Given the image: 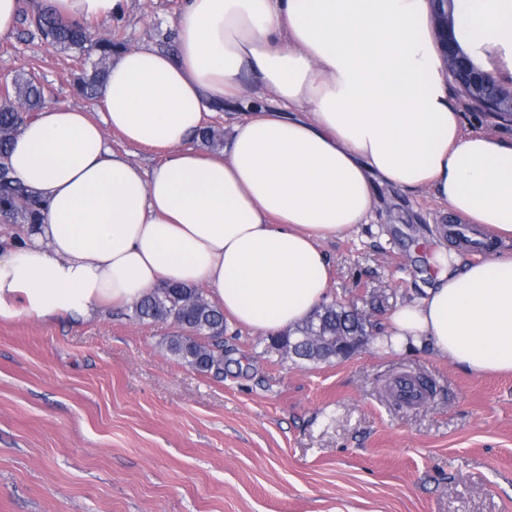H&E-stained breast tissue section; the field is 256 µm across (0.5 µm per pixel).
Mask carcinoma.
I'll return each mask as SVG.
<instances>
[{
	"mask_svg": "<svg viewBox=\"0 0 512 512\" xmlns=\"http://www.w3.org/2000/svg\"><path fill=\"white\" fill-rule=\"evenodd\" d=\"M42 38L54 47L75 49L85 54L88 68L77 78L79 92L97 97L106 80L120 33L91 42L84 26L62 21L51 8L43 7L32 19ZM50 103L44 86L29 74H17L0 93V216L19 224H40L43 217L38 202L15 177L8 163L12 142L20 125ZM203 144L217 147L224 132L203 125L197 134ZM133 312L142 321H171L180 333L168 340V350L192 368L202 372L224 373V312L212 306L197 289L185 285H167L155 289L137 303ZM365 331L351 320L346 306L329 303L320 306L303 325L269 338V348L302 360L324 359L321 349L304 338L315 333L326 338Z\"/></svg>",
	"mask_w": 512,
	"mask_h": 512,
	"instance_id": "cac0c4a2",
	"label": "carcinoma"
}]
</instances>
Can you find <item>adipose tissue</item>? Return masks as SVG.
Instances as JSON below:
<instances>
[{
    "mask_svg": "<svg viewBox=\"0 0 512 512\" xmlns=\"http://www.w3.org/2000/svg\"><path fill=\"white\" fill-rule=\"evenodd\" d=\"M108 21L123 0H46ZM176 52L122 51L100 118L50 105L9 154L42 224L0 254V317L89 320L155 288L206 285L238 324L277 333L327 297L323 244L368 223L375 186L430 188L475 232L512 239V143L464 131L448 102L429 0H185ZM470 44L512 46V0H456ZM247 104L223 149H187L208 106ZM164 149L151 170L104 131ZM445 270L389 314L385 343L474 374L512 373V255Z\"/></svg>",
    "mask_w": 512,
    "mask_h": 512,
    "instance_id": "1",
    "label": "adipose tissue"
}]
</instances>
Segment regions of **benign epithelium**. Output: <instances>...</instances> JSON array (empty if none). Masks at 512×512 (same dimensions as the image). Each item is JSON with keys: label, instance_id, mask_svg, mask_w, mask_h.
<instances>
[{"label": "benign epithelium", "instance_id": "benign-epithelium-1", "mask_svg": "<svg viewBox=\"0 0 512 512\" xmlns=\"http://www.w3.org/2000/svg\"><path fill=\"white\" fill-rule=\"evenodd\" d=\"M440 56L446 74L477 106L492 112H506L512 116V75L494 67L485 66L479 58L463 47L455 32V0H429ZM368 340V337L336 340V354L347 357Z\"/></svg>", "mask_w": 512, "mask_h": 512}]
</instances>
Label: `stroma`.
<instances>
[{
  "instance_id": "35a3bbf8",
  "label": "stroma",
  "mask_w": 512,
  "mask_h": 512,
  "mask_svg": "<svg viewBox=\"0 0 512 512\" xmlns=\"http://www.w3.org/2000/svg\"><path fill=\"white\" fill-rule=\"evenodd\" d=\"M0 38V82L35 73L57 104L77 94V52L42 40V0H20ZM182 0H127L95 23L123 47L175 49ZM448 101L464 129L512 142V123ZM459 215L428 189L377 188L366 224L324 242L330 299L375 311L359 351L329 363L265 352L263 332L226 323L223 375L165 348L173 322L131 308L89 321L0 319V512H512V376H477L424 350H385L386 316L436 274L435 237ZM402 374L432 392L405 407Z\"/></svg>"
}]
</instances>
